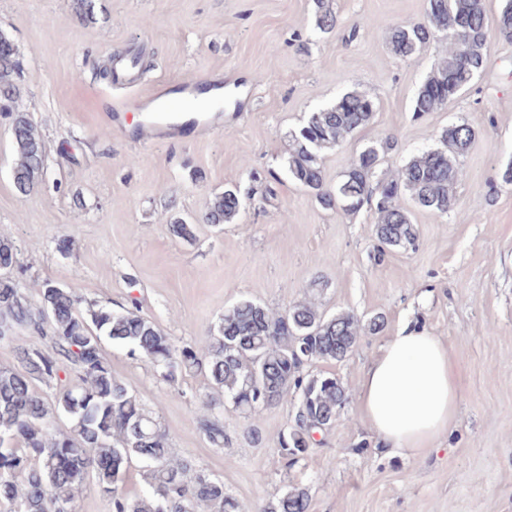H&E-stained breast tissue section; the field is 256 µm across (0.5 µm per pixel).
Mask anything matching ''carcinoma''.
Masks as SVG:
<instances>
[{"mask_svg": "<svg viewBox=\"0 0 512 512\" xmlns=\"http://www.w3.org/2000/svg\"><path fill=\"white\" fill-rule=\"evenodd\" d=\"M315 6L316 28L323 34L334 31L339 17L329 0H315ZM496 37L512 40V0H503L493 28L485 0H428L424 20L392 26L388 44L397 57L427 51L442 39L448 44L413 100L414 115L436 112L467 89L485 70L487 46ZM19 70L12 42L0 33V112H12ZM374 112V102L353 90L310 113L290 132L286 169L325 210L350 215L376 203L374 234L383 253L415 246L417 229L399 204L401 195L440 215L454 208V189L463 176L460 158L475 132L465 122L451 124L439 132L435 147L377 181L374 175L391 142L366 146L353 156L336 186L326 187L321 153L367 126ZM12 133V177L16 189L27 195L42 177L45 146L24 112H13ZM243 208L238 190L226 188L212 197L202 222L230 224ZM169 231L184 240L195 237V225L179 217L172 219ZM16 263L13 242L0 238V266ZM82 303L76 289L47 283L35 304L13 279L0 278V342L14 340L20 330H51L49 346H21L17 366L0 368V512H54L59 502L75 512L91 478L109 499L111 512H240L223 481L174 456L165 428L112 374L102 352L105 340L163 368L170 384L187 373H204L211 389L205 406L213 415L203 417L199 429L215 448L224 447L226 439L218 416L224 405L249 418L259 410L292 403L294 425L280 453L295 462L312 455L319 444L315 434L336 424L347 401V387L339 378L311 374L306 366L319 360L340 362L360 336L386 327L381 314L363 324L349 312L328 315L307 299L281 312L242 299L224 309L203 340L177 345L130 309H84ZM43 308L50 311L47 322L40 316ZM38 382L61 386L52 402L38 392ZM55 413L70 417L68 431L53 428ZM135 459L149 463L147 490L131 497L123 482ZM309 501L307 488L291 485L258 512H308Z\"/></svg>", "mask_w": 512, "mask_h": 512, "instance_id": "1", "label": "carcinoma"}]
</instances>
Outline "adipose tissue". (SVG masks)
<instances>
[{"mask_svg":"<svg viewBox=\"0 0 512 512\" xmlns=\"http://www.w3.org/2000/svg\"><path fill=\"white\" fill-rule=\"evenodd\" d=\"M358 388L361 414L384 445L414 455L447 434L461 399L447 344L409 329L388 340Z\"/></svg>","mask_w":512,"mask_h":512,"instance_id":"1","label":"adipose tissue"}]
</instances>
